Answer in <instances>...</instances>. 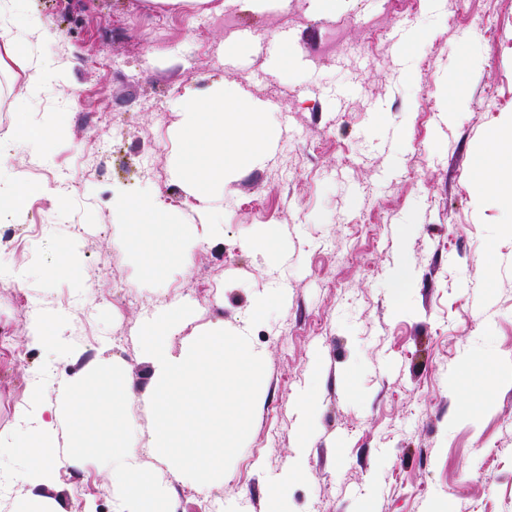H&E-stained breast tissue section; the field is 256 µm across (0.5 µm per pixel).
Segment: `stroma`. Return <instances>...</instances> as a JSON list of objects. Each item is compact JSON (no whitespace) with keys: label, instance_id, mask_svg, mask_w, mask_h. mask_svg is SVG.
Instances as JSON below:
<instances>
[{"label":"stroma","instance_id":"35a3bbf8","mask_svg":"<svg viewBox=\"0 0 512 512\" xmlns=\"http://www.w3.org/2000/svg\"><path fill=\"white\" fill-rule=\"evenodd\" d=\"M210 0L176 12L145 0H30L58 85L20 96L0 69V142L37 191L0 240L4 262L67 273L21 288L0 278V430L33 375L49 390L109 364L132 391L125 413L152 430L148 330L180 353L213 328L259 357L243 386L245 430L195 485L147 451L173 512H512V223L472 178L489 132L512 118V0ZM285 31L290 69L225 61L240 30ZM427 32L417 49L396 31ZM307 64H300V57ZM467 96L446 108L449 85ZM272 125L208 208L177 177L185 106L219 88ZM47 124V151L21 147L19 115ZM150 189L191 239L192 267L132 251L114 196ZM223 212L211 223L209 210ZM268 231L282 251L255 248ZM494 254L492 267L481 259ZM407 285L393 287L398 275ZM266 303L256 317L253 307ZM64 310L67 349L29 347L34 310ZM43 493L59 512H118L106 447Z\"/></svg>","mask_w":512,"mask_h":512}]
</instances>
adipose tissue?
<instances>
[{"label": "adipose tissue", "instance_id": "adipose-tissue-1", "mask_svg": "<svg viewBox=\"0 0 512 512\" xmlns=\"http://www.w3.org/2000/svg\"><path fill=\"white\" fill-rule=\"evenodd\" d=\"M42 28L29 0H0V61L27 76L30 95L51 89L57 81L55 69L42 52L34 51L30 38ZM266 132L260 111H246L234 90L224 89L187 110L184 145L177 161L179 174L199 190L200 201H207V185L223 178L230 164L241 161L253 150ZM491 153L478 159L473 177L485 185L493 184L503 169L512 170V134H493ZM122 212L132 216L127 240L131 248L144 250L150 238L145 227L159 228L167 255L190 262L192 249L185 245L177 225L171 224L166 211L150 193L118 191ZM232 359L241 373H249L252 363L241 353H227L223 343L208 339L191 355L172 356L162 336L149 343L153 367V395L166 409L157 430L166 447L180 449L170 471L176 478L190 481L197 462L189 451L204 449L212 464L224 458V440L242 428V394L233 402L215 400L207 393L217 366ZM131 392L115 388L102 392L93 371L63 379L56 394H49L40 382H32L16 407L14 429L0 431V477H17L31 485L19 512H55L49 499L37 489L55 483L64 464L85 458L87 448L98 434L97 425L88 423L87 414L103 417L112 435V486L124 512H146L158 486L152 476L135 470L133 461L139 451L140 431L124 414H116V405L125 403Z\"/></svg>", "mask_w": 512, "mask_h": 512}]
</instances>
